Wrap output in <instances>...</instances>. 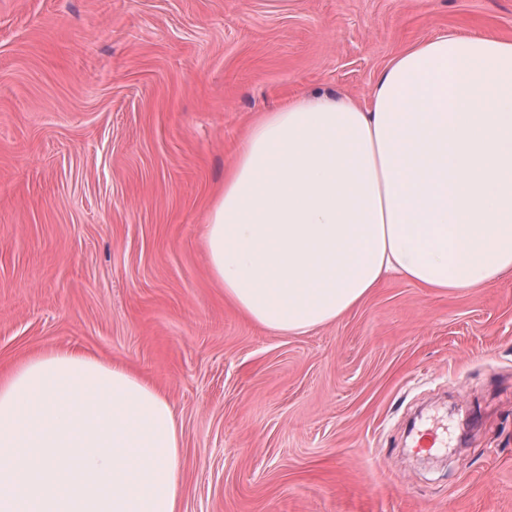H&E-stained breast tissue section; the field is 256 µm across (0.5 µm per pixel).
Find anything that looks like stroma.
<instances>
[{
	"mask_svg": "<svg viewBox=\"0 0 512 512\" xmlns=\"http://www.w3.org/2000/svg\"><path fill=\"white\" fill-rule=\"evenodd\" d=\"M512 0H0V375L49 349L154 382L182 430L181 512H512V277H399L336 322L224 300L206 213L254 119L369 96ZM446 446L415 447L420 426Z\"/></svg>",
	"mask_w": 512,
	"mask_h": 512,
	"instance_id": "stroma-1",
	"label": "stroma"
}]
</instances>
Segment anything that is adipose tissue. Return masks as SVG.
<instances>
[{
  "label": "adipose tissue",
  "instance_id": "ef3b65f1",
  "mask_svg": "<svg viewBox=\"0 0 512 512\" xmlns=\"http://www.w3.org/2000/svg\"><path fill=\"white\" fill-rule=\"evenodd\" d=\"M224 298L304 334L395 273L454 293L512 276V41L448 29L367 102L302 97L250 129L206 219ZM182 434L157 386L75 350L0 380V512H181Z\"/></svg>",
  "mask_w": 512,
  "mask_h": 512
}]
</instances>
